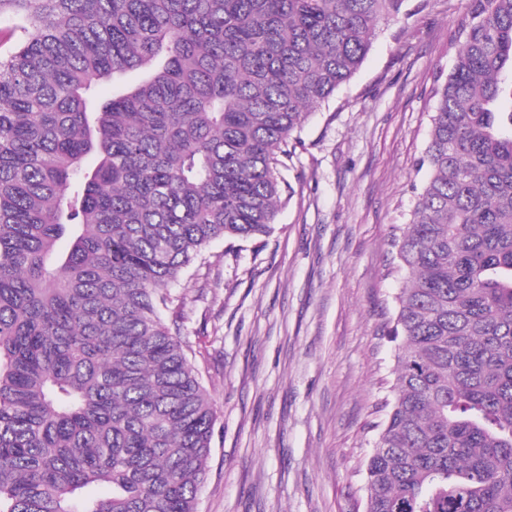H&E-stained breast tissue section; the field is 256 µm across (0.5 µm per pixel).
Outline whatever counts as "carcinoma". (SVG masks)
Segmentation results:
<instances>
[{
	"instance_id": "carcinoma-1",
	"label": "carcinoma",
	"mask_w": 512,
	"mask_h": 512,
	"mask_svg": "<svg viewBox=\"0 0 512 512\" xmlns=\"http://www.w3.org/2000/svg\"><path fill=\"white\" fill-rule=\"evenodd\" d=\"M404 2L0 0V512H197L215 412L171 288L270 233L287 139ZM450 45L363 512H512V0Z\"/></svg>"
}]
</instances>
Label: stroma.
<instances>
[{
  "label": "stroma",
  "instance_id": "stroma-1",
  "mask_svg": "<svg viewBox=\"0 0 512 512\" xmlns=\"http://www.w3.org/2000/svg\"><path fill=\"white\" fill-rule=\"evenodd\" d=\"M469 0H405L362 66L288 142L271 232L219 240L190 266L180 336L217 420L199 512H355L375 403L392 381L387 324L437 77Z\"/></svg>",
  "mask_w": 512,
  "mask_h": 512
}]
</instances>
